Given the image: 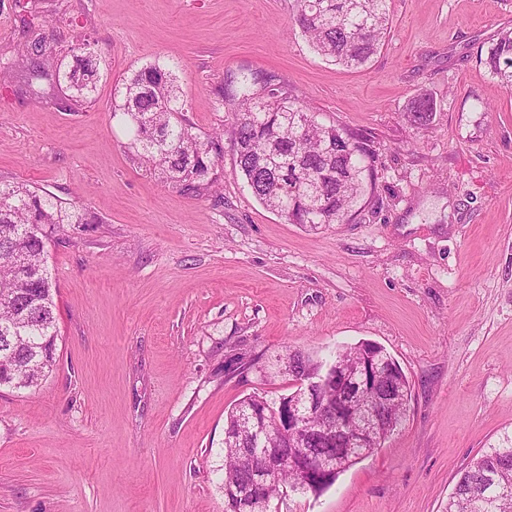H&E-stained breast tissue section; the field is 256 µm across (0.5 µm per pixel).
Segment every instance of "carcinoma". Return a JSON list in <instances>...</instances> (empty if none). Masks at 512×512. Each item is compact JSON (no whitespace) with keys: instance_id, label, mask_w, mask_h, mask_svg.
Returning <instances> with one entry per match:
<instances>
[{"instance_id":"carcinoma-1","label":"carcinoma","mask_w":512,"mask_h":512,"mask_svg":"<svg viewBox=\"0 0 512 512\" xmlns=\"http://www.w3.org/2000/svg\"><path fill=\"white\" fill-rule=\"evenodd\" d=\"M293 22L319 56L346 68H359L384 45L389 29L390 0H295ZM27 37L13 64H27L31 76L72 91L64 106L72 111L93 101L100 79L101 53L81 40L80 53L66 62L56 56L49 34L25 22ZM490 74L512 85V31L502 33L482 59ZM232 123L229 140L223 134L201 137L192 131L180 103V91L170 71L147 65L135 71L122 101L112 104V117H121L129 134V148L157 170L169 186L198 198L216 187L219 162L229 144L235 164L266 208L288 224L312 228L343 224L365 193V172L375 163L368 144L334 125L315 121L287 86L269 76L244 78L222 93ZM435 112L433 100L417 96L406 112L418 129L426 128ZM86 219L59 199L25 184L0 183V386L36 389L53 371L58 331L54 288L45 267L47 241L61 224H84ZM283 358L300 376L323 379L335 397L344 391L334 383L336 362L352 369L369 367L368 359L390 367L385 379H372L359 400L368 403L376 389L387 384L397 403L382 415L377 444L386 442L405 420L409 381L382 346L360 342L316 358L285 350ZM289 396L277 399L257 393L228 408L224 432L232 433L239 410L247 405L275 412ZM264 448L282 449L285 463L277 484L268 488L266 512L286 492L317 495L342 472L361 461L365 452L354 447L342 454L329 476L309 475L296 440L281 434L275 420L267 424ZM235 441H224L222 485L228 491L249 479L250 468L234 452ZM445 512H512V437L504 445L474 459L460 474Z\"/></svg>"}]
</instances>
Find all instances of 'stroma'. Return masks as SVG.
Instances as JSON below:
<instances>
[{"instance_id":"1","label":"stroma","mask_w":512,"mask_h":512,"mask_svg":"<svg viewBox=\"0 0 512 512\" xmlns=\"http://www.w3.org/2000/svg\"><path fill=\"white\" fill-rule=\"evenodd\" d=\"M294 0H0V182L86 217L48 246L58 365L0 389V512H224L227 409L294 390L279 358L374 342L407 376L401 430L320 496L275 512H443L461 471L512 436V87L480 63L512 0H391L360 69L318 56ZM54 20L64 56L94 42L108 73L79 111L5 69L23 21ZM169 69L199 136L228 129L218 92L272 76L319 123L376 153L349 223L266 209L225 151L201 199L129 151L112 117L143 66ZM421 94L426 129L405 117ZM250 362L239 372L240 361Z\"/></svg>"}]
</instances>
